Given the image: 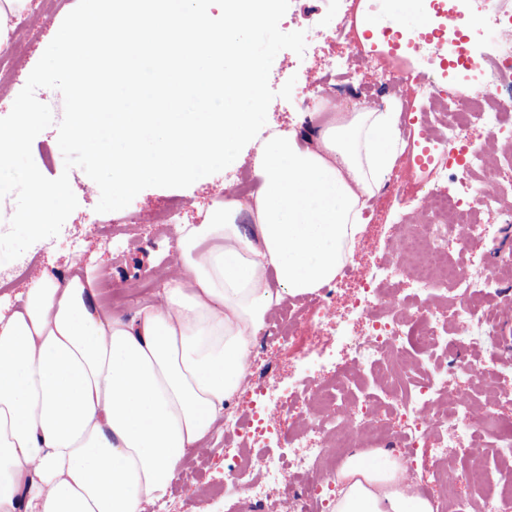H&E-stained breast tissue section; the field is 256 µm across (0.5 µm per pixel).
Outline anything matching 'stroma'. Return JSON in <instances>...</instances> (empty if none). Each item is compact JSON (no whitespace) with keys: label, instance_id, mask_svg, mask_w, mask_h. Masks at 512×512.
Here are the masks:
<instances>
[{"label":"stroma","instance_id":"35a3bbf8","mask_svg":"<svg viewBox=\"0 0 512 512\" xmlns=\"http://www.w3.org/2000/svg\"><path fill=\"white\" fill-rule=\"evenodd\" d=\"M78 0H29L26 10L12 21L11 40L25 46L24 61L14 78L0 81V118L6 117L19 92L46 47L55 37L66 15ZM383 5L376 0H290L289 8L280 21L285 32L319 30L314 48L304 55L284 50L275 57L269 85L280 89L288 79H295L291 99L275 98L267 112V122L256 140L250 141L240 152L228 171L203 177L186 188L150 187L141 191L131 202L134 210L165 209L173 202H181L175 221L177 224L201 223L215 202V195L227 182V175L254 166L260 140L275 129L290 128L297 120L301 91L306 83L322 79L325 69L336 57L351 58L362 65L360 81L363 96H370L380 81L378 69L370 60H381L386 66L409 65L417 70L428 64L427 55L403 60L377 41L374 29L365 25L368 17L383 14ZM346 21L348 35L340 40L335 36L336 25ZM412 123L402 131L403 151L396 161L390 180L400 185V192L382 188L366 211L368 219L364 234L357 240L353 264L344 284L353 291L358 284L378 275L381 262L393 253L402 226L416 223L421 212L424 186L433 184L439 175L431 169H420L418 159L430 151V144L420 136V127L430 111L426 101L408 99ZM32 156L40 172L54 179L68 173L71 188L78 200L77 208L66 220L57 237L44 239L30 246L20 257L25 274L13 278V263L0 264V276L9 278L11 285L0 292V305L10 307L43 270L66 272L74 255L96 268L100 301L111 307L112 295L127 291L130 284L144 278H162L168 260L177 251V243L161 235L152 224H129L123 235L102 242L97 230L120 219V212L99 213L95 207L99 193L88 191L89 178L80 168L65 169L64 158L58 146V128L49 126L33 141ZM483 307L496 317L495 349L493 353L478 350L463 352L453 358H440V365H453L455 373L485 368L488 375L504 380L512 376V294L494 293L485 299ZM367 318L360 311L348 307L345 299H338L328 323L317 325L308 320L298 325L292 341L274 347L254 346L250 366L261 369L273 362L281 387L305 386L311 379L312 367L334 369L345 359L350 338ZM224 429L215 422L201 451L189 455L178 467L165 499L148 505L146 512H253L246 492L232 491L215 495L213 484L224 480Z\"/></svg>","mask_w":512,"mask_h":512}]
</instances>
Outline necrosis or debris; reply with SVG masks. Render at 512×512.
Returning a JSON list of instances; mask_svg holds the SVG:
<instances>
[{
    "label": "necrosis or debris",
    "mask_w": 512,
    "mask_h": 512,
    "mask_svg": "<svg viewBox=\"0 0 512 512\" xmlns=\"http://www.w3.org/2000/svg\"><path fill=\"white\" fill-rule=\"evenodd\" d=\"M487 31L512 32V8L506 0H427L425 21L413 32L398 23L379 35L391 51L408 57L419 55L424 47L446 43L447 55L436 56L432 67L449 80L475 87L476 93L460 99L445 95L435 80L418 85L420 99H447L434 151L424 159L425 165L442 175L440 186L423 201L424 214L435 216L436 221L425 225L423 232L403 238L396 253L381 264L383 279L406 284L405 297L382 299L369 282L355 298L354 307L372 316L366 334L356 337L352 345L356 373L342 368L331 384L313 383L283 394V402L296 409L297 430L288 457H261L252 464L225 457V482L249 489L259 512H308L315 491L332 486L337 464L357 448L411 457L433 439L441 456L451 448H466L468 482L484 477V453L476 444L484 418L472 411L461 393L449 390L447 373L428 374L424 366L436 356L464 347L491 346L494 320L477 297L490 288H505L495 264L480 272L473 270L465 261L449 260L446 244L451 230L464 241L485 244L491 234L479 221L482 214L493 212L502 223L512 222V203H506L500 182V168L512 164V153L503 161L493 159L475 150L470 139L473 129L486 128L512 140V39L499 41L492 54L472 55L471 40ZM357 77L346 63L336 62L320 82L305 87L303 110L316 112L340 104ZM473 173L478 176L474 182L469 179ZM447 287L459 298L449 322L431 295L433 289ZM390 359L399 383L393 391L399 431L393 437L373 431L371 398L359 399L352 408L347 396L358 374L381 372ZM280 434L278 426L264 421L261 406H252L247 419L240 410H224L225 437L250 446ZM286 470L305 475V482L284 483Z\"/></svg>",
    "instance_id": "necrosis-or-debris-1"
}]
</instances>
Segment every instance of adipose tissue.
Wrapping results in <instances>:
<instances>
[{
	"instance_id": "1",
	"label": "adipose tissue",
	"mask_w": 512,
	"mask_h": 512,
	"mask_svg": "<svg viewBox=\"0 0 512 512\" xmlns=\"http://www.w3.org/2000/svg\"><path fill=\"white\" fill-rule=\"evenodd\" d=\"M399 142L394 112L310 114L262 142L254 192L183 226L182 272L155 302L105 309L78 257L0 312V512H144L162 500L242 387L268 317L352 263ZM403 471L351 456L329 512H435Z\"/></svg>"
}]
</instances>
